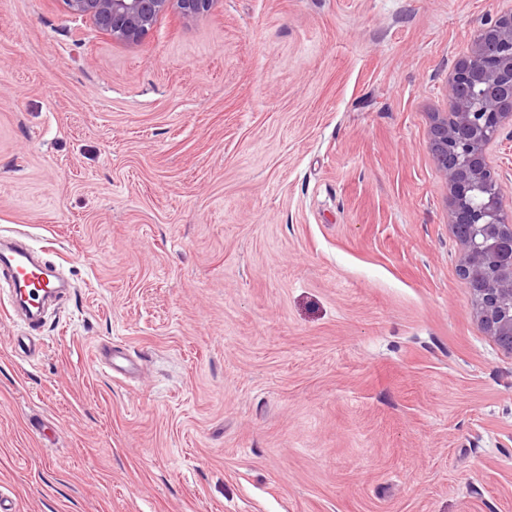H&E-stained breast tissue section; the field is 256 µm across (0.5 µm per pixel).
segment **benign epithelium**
I'll list each match as a JSON object with an SVG mask.
<instances>
[{"mask_svg": "<svg viewBox=\"0 0 512 512\" xmlns=\"http://www.w3.org/2000/svg\"><path fill=\"white\" fill-rule=\"evenodd\" d=\"M218 0H63L66 10L126 43L177 10L193 21ZM447 111L433 114L430 148L448 179V224L463 245L460 271L488 336L512 353V216L487 149L512 121V12L488 20L448 80Z\"/></svg>", "mask_w": 512, "mask_h": 512, "instance_id": "obj_1", "label": "benign epithelium"}]
</instances>
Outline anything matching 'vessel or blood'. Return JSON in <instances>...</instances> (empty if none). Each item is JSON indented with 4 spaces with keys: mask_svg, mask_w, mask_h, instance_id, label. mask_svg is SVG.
Listing matches in <instances>:
<instances>
[{
    "mask_svg": "<svg viewBox=\"0 0 512 512\" xmlns=\"http://www.w3.org/2000/svg\"><path fill=\"white\" fill-rule=\"evenodd\" d=\"M0 279L11 290L12 309L26 310L33 318L40 312L46 289L56 292L63 289L62 284L54 280L52 272L42 264L26 234L20 231L0 239ZM95 358L105 364L110 372L120 376L134 369L118 347L109 343L97 348Z\"/></svg>",
    "mask_w": 512,
    "mask_h": 512,
    "instance_id": "vessel-or-blood-1",
    "label": "vessel or blood"
}]
</instances>
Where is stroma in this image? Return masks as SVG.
<instances>
[{"mask_svg":"<svg viewBox=\"0 0 512 512\" xmlns=\"http://www.w3.org/2000/svg\"><path fill=\"white\" fill-rule=\"evenodd\" d=\"M511 10L218 0L129 45L62 0H0V228L73 284L33 354L0 281V496L512 512V354L474 314L429 145ZM106 341L138 378L94 361Z\"/></svg>","mask_w":512,"mask_h":512,"instance_id":"stroma-1","label":"stroma"}]
</instances>
